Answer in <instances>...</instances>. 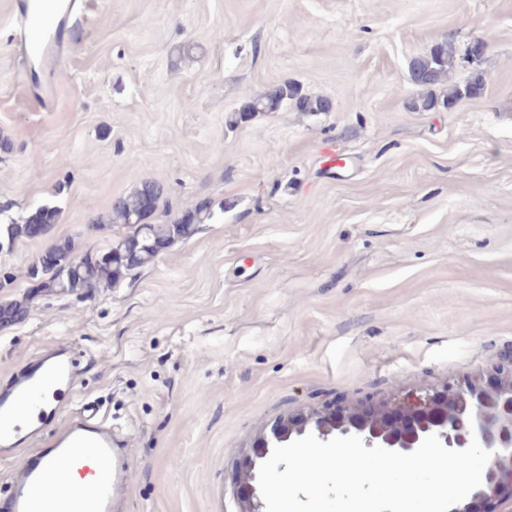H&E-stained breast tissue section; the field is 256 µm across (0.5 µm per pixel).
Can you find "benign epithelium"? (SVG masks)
Listing matches in <instances>:
<instances>
[{
    "label": "benign epithelium",
    "mask_w": 512,
    "mask_h": 512,
    "mask_svg": "<svg viewBox=\"0 0 512 512\" xmlns=\"http://www.w3.org/2000/svg\"><path fill=\"white\" fill-rule=\"evenodd\" d=\"M308 433L327 441L356 435L368 448L410 453L431 434L452 450L472 438L492 452L486 478L449 512H502L512 504V357L475 378L443 383L421 393L369 397L345 404L325 401L319 407L275 419L242 454L235 474L237 512H265L258 472L273 448Z\"/></svg>",
    "instance_id": "1"
}]
</instances>
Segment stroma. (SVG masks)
I'll return each instance as SVG.
<instances>
[{"label": "stroma", "instance_id": "stroma-1", "mask_svg": "<svg viewBox=\"0 0 512 512\" xmlns=\"http://www.w3.org/2000/svg\"><path fill=\"white\" fill-rule=\"evenodd\" d=\"M11 2L0 209L60 215L0 252V303L29 299L0 328V385L73 348L59 418L95 403L130 448L117 512H236L242 452L275 418L512 356V0H85L52 69L25 65ZM437 43L453 64L425 89L409 63ZM478 76L477 97L409 106ZM284 82L330 110L225 126ZM147 179L164 188L148 223L201 200L211 220L94 298L31 294L52 240L107 247L124 230L100 216Z\"/></svg>", "mask_w": 512, "mask_h": 512}]
</instances>
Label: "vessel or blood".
<instances>
[{"label":"vessel or blood","instance_id":"b4317fda","mask_svg":"<svg viewBox=\"0 0 512 512\" xmlns=\"http://www.w3.org/2000/svg\"><path fill=\"white\" fill-rule=\"evenodd\" d=\"M47 0H19L18 20L32 33L24 38L31 59L63 54ZM78 380L74 353L60 346L49 357L34 356L0 388V456L40 438L56 421V403L72 393ZM111 425L86 406L47 448L30 454L11 472L10 492L0 498V512H112L115 498L126 488L130 470L118 453ZM69 459L88 480L53 481L55 460Z\"/></svg>","mask_w":512,"mask_h":512}]
</instances>
